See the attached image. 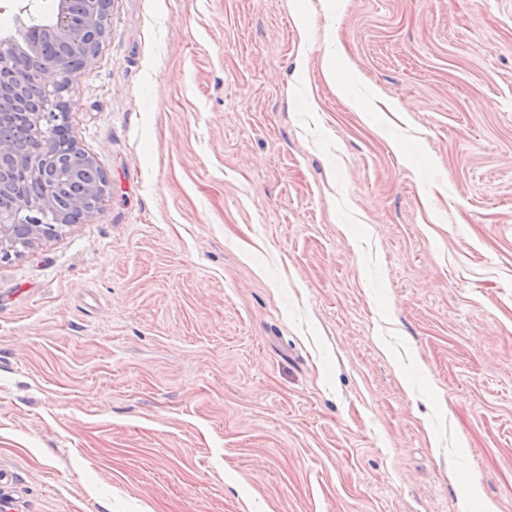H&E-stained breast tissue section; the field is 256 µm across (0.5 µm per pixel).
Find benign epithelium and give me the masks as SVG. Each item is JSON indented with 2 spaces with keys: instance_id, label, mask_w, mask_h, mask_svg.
<instances>
[{
  "instance_id": "1",
  "label": "benign epithelium",
  "mask_w": 512,
  "mask_h": 512,
  "mask_svg": "<svg viewBox=\"0 0 512 512\" xmlns=\"http://www.w3.org/2000/svg\"><path fill=\"white\" fill-rule=\"evenodd\" d=\"M110 0H57V8L49 26L28 30V37L19 34L0 35V98L9 97L22 106L20 89L7 81L10 73L25 68L38 55L39 32L63 44L65 53L60 58L44 62L37 73L43 89L40 106L27 112L26 136L33 149L27 152L26 173L41 186L35 197L20 198L9 211H0V260L11 259L16 249L10 238L19 225L27 224L36 235L56 230V225L70 222V214L77 210L88 218L98 208L107 193L108 182L100 178L84 194L61 201V186L53 180L60 168L95 165L71 135L70 109L64 100L69 82L75 73L94 61L105 39L106 29L100 19L107 15ZM15 152L0 142V187L4 186L14 164Z\"/></svg>"
}]
</instances>
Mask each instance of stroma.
<instances>
[{
    "instance_id": "obj_1",
    "label": "stroma",
    "mask_w": 512,
    "mask_h": 512,
    "mask_svg": "<svg viewBox=\"0 0 512 512\" xmlns=\"http://www.w3.org/2000/svg\"><path fill=\"white\" fill-rule=\"evenodd\" d=\"M66 97L109 189L0 262L26 512H512V0H112Z\"/></svg>"
}]
</instances>
